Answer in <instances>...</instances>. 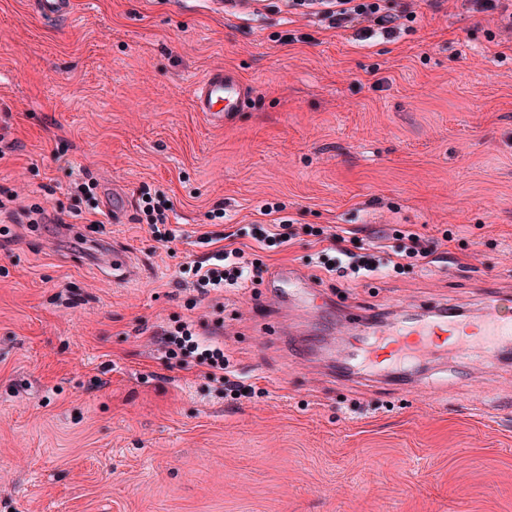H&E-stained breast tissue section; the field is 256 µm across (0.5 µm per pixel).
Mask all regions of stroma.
Returning <instances> with one entry per match:
<instances>
[{"label": "stroma", "instance_id": "1", "mask_svg": "<svg viewBox=\"0 0 512 512\" xmlns=\"http://www.w3.org/2000/svg\"><path fill=\"white\" fill-rule=\"evenodd\" d=\"M393 39L224 0H74L64 20L0 0V512H512V360L429 370V391L327 372L338 323L409 319L426 300L477 316L512 292V33L498 14L413 0ZM228 67L253 96L229 123L192 108ZM383 85H376L377 77ZM97 203L73 192L83 175ZM163 190L174 242L138 199ZM124 207L112 221V200ZM278 204L294 237L259 251L311 275L313 229L347 248L408 228L447 265L357 282L306 305L247 281L201 295L180 269L208 238ZM69 212L65 224L29 211ZM223 219H215V212ZM127 251L133 279L81 260ZM179 319L218 333L258 396L170 359Z\"/></svg>", "mask_w": 512, "mask_h": 512}]
</instances>
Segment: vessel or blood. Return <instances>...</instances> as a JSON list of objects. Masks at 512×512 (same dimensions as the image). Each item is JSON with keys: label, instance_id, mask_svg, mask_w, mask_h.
Here are the masks:
<instances>
[{"label": "vessel or blood", "instance_id": "vessel-or-blood-1", "mask_svg": "<svg viewBox=\"0 0 512 512\" xmlns=\"http://www.w3.org/2000/svg\"><path fill=\"white\" fill-rule=\"evenodd\" d=\"M40 15L63 19L73 11V0H31ZM253 91L232 69H214L196 82L192 93L195 111L211 117L215 123L231 120L241 110ZM269 297L277 302L310 295L309 282L291 269H277L268 279ZM512 347V314L499 302L487 303L477 316L474 328L468 329L446 305L432 304L425 321L400 326L387 323L368 326L359 343L345 349L347 364L372 367L380 377L403 362L426 358L441 359L450 355L461 357L475 350H499Z\"/></svg>", "mask_w": 512, "mask_h": 512}]
</instances>
